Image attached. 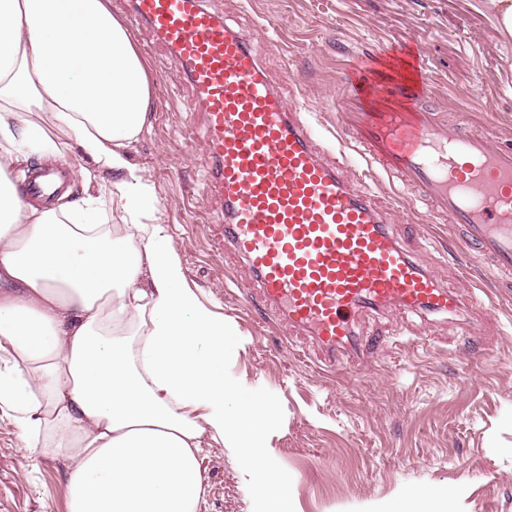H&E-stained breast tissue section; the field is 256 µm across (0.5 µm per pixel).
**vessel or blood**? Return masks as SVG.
Masks as SVG:
<instances>
[{
	"instance_id": "obj_1",
	"label": "vessel or blood",
	"mask_w": 512,
	"mask_h": 512,
	"mask_svg": "<svg viewBox=\"0 0 512 512\" xmlns=\"http://www.w3.org/2000/svg\"><path fill=\"white\" fill-rule=\"evenodd\" d=\"M135 22L164 50L204 118V188L222 201L218 231L247 266L269 319L308 338L321 361L356 355L358 312L396 307L448 313L462 296L441 286L390 232L349 176L326 160L315 130L274 86L249 39L205 0H130ZM343 129L370 164L417 187L464 248L512 273V149L483 131L448 127L424 66L376 84L349 69ZM53 167L34 170L28 195L64 187Z\"/></svg>"
}]
</instances>
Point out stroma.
I'll use <instances>...</instances> for the list:
<instances>
[{
    "instance_id": "stroma-1",
    "label": "stroma",
    "mask_w": 512,
    "mask_h": 512,
    "mask_svg": "<svg viewBox=\"0 0 512 512\" xmlns=\"http://www.w3.org/2000/svg\"><path fill=\"white\" fill-rule=\"evenodd\" d=\"M247 37L289 103L319 123L326 156L344 106L349 61L378 53L389 73L423 52L427 78L448 124L485 129L512 146V37L478 0H208ZM130 31L153 76L149 126L131 160L158 199L165 227L200 300L231 321L224 378L239 397L274 407L265 442L288 480L283 512H394L409 490L448 494V512H512V284L466 253L442 224L413 206L409 191L365 171V190L397 237L449 290L490 295L455 314L392 307L356 319L364 350L336 374L290 349L286 328L244 309L250 275L218 250L209 225L221 202L207 194L203 119L189 87L159 66L149 32ZM427 225L429 236L410 227ZM201 512H251L254 482L231 451L213 446L202 463ZM64 462L24 448L14 413L0 406V512H66Z\"/></svg>"
}]
</instances>
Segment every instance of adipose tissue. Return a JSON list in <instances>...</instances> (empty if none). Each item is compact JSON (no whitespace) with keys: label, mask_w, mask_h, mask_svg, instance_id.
Wrapping results in <instances>:
<instances>
[{"label":"adipose tissue","mask_w":512,"mask_h":512,"mask_svg":"<svg viewBox=\"0 0 512 512\" xmlns=\"http://www.w3.org/2000/svg\"><path fill=\"white\" fill-rule=\"evenodd\" d=\"M147 66L111 0H0V403L25 448L67 470V512H198L217 444L281 477L272 411L230 405V322L185 283L154 189L130 151L151 108ZM88 158L83 196L29 199L13 167ZM121 221H101L100 198Z\"/></svg>","instance_id":"adipose-tissue-1"}]
</instances>
